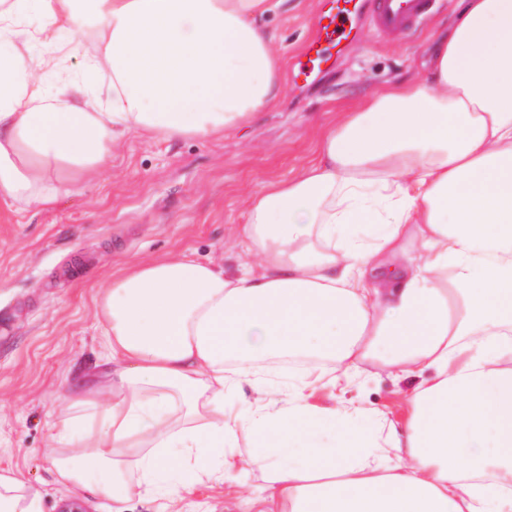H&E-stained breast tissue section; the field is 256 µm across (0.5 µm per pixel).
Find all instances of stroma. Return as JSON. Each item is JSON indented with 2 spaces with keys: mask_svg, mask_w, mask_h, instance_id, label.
I'll use <instances>...</instances> for the list:
<instances>
[{
  "mask_svg": "<svg viewBox=\"0 0 512 512\" xmlns=\"http://www.w3.org/2000/svg\"><path fill=\"white\" fill-rule=\"evenodd\" d=\"M456 0H438L416 29L377 35L359 23L339 53L309 76L301 52L326 0H279L264 18L272 37L282 96L257 118L223 138L148 140L130 136L113 152L111 178L61 197L48 211H20L0 201V467L23 474L43 496L42 512H62L67 491L56 484L48 430L65 409L73 382L103 354L96 315L99 288L128 265L172 253L238 263L235 232L248 199L267 183L308 164L317 140L342 113L355 110L388 83L421 75L434 34L451 20ZM319 375L309 401L320 409L344 404L374 410L403 426L414 378H398L380 361L361 364L340 385L330 366L305 363ZM300 367L263 369L224 397L232 417L245 404L277 401ZM234 448L237 471L194 482L178 512H237L241 486H263L253 455L263 445L247 422Z\"/></svg>",
  "mask_w": 512,
  "mask_h": 512,
  "instance_id": "obj_1",
  "label": "stroma"
}]
</instances>
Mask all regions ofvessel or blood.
Masks as SVG:
<instances>
[{"label":"vessel or blood","mask_w":512,"mask_h":512,"mask_svg":"<svg viewBox=\"0 0 512 512\" xmlns=\"http://www.w3.org/2000/svg\"><path fill=\"white\" fill-rule=\"evenodd\" d=\"M436 0H336L324 13L316 37L305 49L307 68L321 66L328 59L327 45L348 39L357 18H365L375 33L415 28L431 12Z\"/></svg>","instance_id":"1"}]
</instances>
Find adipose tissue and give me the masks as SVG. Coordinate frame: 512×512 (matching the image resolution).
Returning <instances> with one entry per match:
<instances>
[{
	"label": "adipose tissue",
	"instance_id": "adipose-tissue-1",
	"mask_svg": "<svg viewBox=\"0 0 512 512\" xmlns=\"http://www.w3.org/2000/svg\"><path fill=\"white\" fill-rule=\"evenodd\" d=\"M272 8L0 0V199L50 210L106 172L123 136L217 139L266 111L282 92L261 24ZM79 29L98 44L80 75L67 66ZM236 244L235 272L181 254L101 289V379L77 383L49 433L72 497L124 498L132 467L172 501L223 479L238 467L225 393L259 361L318 356L344 381L367 359L420 378L407 425L320 412L301 377L282 407L244 411L275 442L241 512H512V0H457L425 78L344 113L307 166L249 199ZM306 423L307 439L279 441ZM172 448L187 461L177 484L162 480ZM0 512H41V496L0 470Z\"/></svg>",
	"mask_w": 512,
	"mask_h": 512
}]
</instances>
